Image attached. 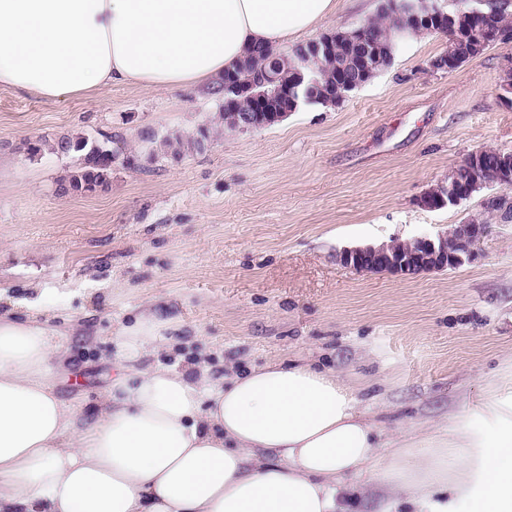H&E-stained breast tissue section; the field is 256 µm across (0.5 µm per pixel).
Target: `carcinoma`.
Returning a JSON list of instances; mask_svg holds the SVG:
<instances>
[{
  "label": "carcinoma",
  "instance_id": "cac0c4a2",
  "mask_svg": "<svg viewBox=\"0 0 512 512\" xmlns=\"http://www.w3.org/2000/svg\"><path fill=\"white\" fill-rule=\"evenodd\" d=\"M477 9L480 12H494L495 22L501 26L512 28V14L508 8L497 4H482L479 0H460L457 6L448 10V14L458 19L459 24L468 23L467 11ZM384 18L376 19L369 24L371 31L378 37L381 45L379 55L370 61L360 79L368 82L380 71L391 64L390 54L395 46L404 40V34L415 30L408 21L409 13L405 10L398 12L383 11ZM336 50L318 52L313 43L298 46L289 53H283L265 46L253 48L243 64L234 71L237 79V92H225V83H220L214 94L222 99L220 119L224 128L232 131L236 121L253 111L255 96L273 97L278 94L276 86L262 85L263 76L272 70L278 76V83L287 84L292 81L296 69L307 66L318 73L319 83L305 92V97L311 104L336 106L345 96L336 88V75L341 70L353 71L348 57L349 46L356 40V30H335ZM484 46L480 41L466 39L456 49L457 60L460 63L480 54ZM209 142V132L201 128L195 137L183 138L170 134L160 140V147L178 159L186 154L202 152ZM50 150L60 155H76L79 163L58 180V192L62 195L82 196L96 192L105 187L112 177V163L117 153L112 150L109 142L92 141L83 136L63 135L54 140Z\"/></svg>",
  "mask_w": 512,
  "mask_h": 512
}]
</instances>
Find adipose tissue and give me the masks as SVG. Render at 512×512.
Returning <instances> with one entry per match:
<instances>
[{
    "mask_svg": "<svg viewBox=\"0 0 512 512\" xmlns=\"http://www.w3.org/2000/svg\"><path fill=\"white\" fill-rule=\"evenodd\" d=\"M338 0H0V88L48 99L112 85L217 86L253 47L316 30ZM52 310L0 313V512H351L380 470L411 512H512V380L452 428L383 437L335 371L274 362L189 375L150 311L115 336L120 373L92 419L48 379ZM388 449L380 457V449Z\"/></svg>",
    "mask_w": 512,
    "mask_h": 512,
    "instance_id": "ef3b65f1",
    "label": "adipose tissue"
}]
</instances>
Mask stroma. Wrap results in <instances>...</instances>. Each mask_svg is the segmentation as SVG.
Wrapping results in <instances>:
<instances>
[{
    "mask_svg": "<svg viewBox=\"0 0 512 512\" xmlns=\"http://www.w3.org/2000/svg\"><path fill=\"white\" fill-rule=\"evenodd\" d=\"M444 36L401 43L389 67L339 105L275 125L225 130L210 88L115 85L50 101L0 89V312L54 308L68 353L59 397L92 417L117 370L111 338L150 309L177 341L143 365L304 360L358 381L388 434L450 425L512 376V221L491 220L471 262L412 277L363 274L339 252L434 237L479 215L484 188L455 206L420 199L470 152H512V43L432 71ZM208 128L201 153L172 159L158 138ZM111 139L109 185L63 196L75 156L25 144ZM137 156L135 167L122 164Z\"/></svg>",
    "mask_w": 512,
    "mask_h": 512,
    "instance_id": "35a3bbf8",
    "label": "stroma"
}]
</instances>
